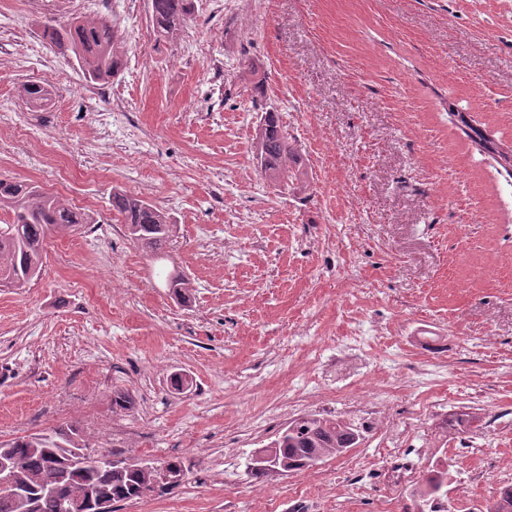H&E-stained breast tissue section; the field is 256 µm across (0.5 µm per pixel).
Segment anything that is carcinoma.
Segmentation results:
<instances>
[{
	"instance_id": "cac0c4a2",
	"label": "carcinoma",
	"mask_w": 512,
	"mask_h": 512,
	"mask_svg": "<svg viewBox=\"0 0 512 512\" xmlns=\"http://www.w3.org/2000/svg\"><path fill=\"white\" fill-rule=\"evenodd\" d=\"M193 0H151L152 20L157 32L174 38L190 19ZM42 39L63 56L73 57L86 81L107 82L123 66L121 37L115 25L106 19H71L65 25H47ZM21 96L34 107H44L52 99L48 84H25ZM470 139L480 151L495 156L497 143L477 128H470ZM253 149L262 175L278 189L304 192L309 174L294 140L280 123L275 110L265 112L256 127ZM112 207L124 220L125 230L143 251L161 263L168 260L166 247L172 241L171 215L138 195L115 190ZM0 210L10 215L0 224V277L7 287L23 288L37 277L43 266L49 233H76L93 217L69 207L54 194L40 191L30 183L0 179ZM166 288L176 299L189 298L191 282L184 276H165ZM358 427L350 421L310 414L288 424L278 438L263 447L278 467L289 472L313 467L311 459L338 456L353 447ZM88 449L81 430L75 426L50 433L33 434L0 442L17 463L19 481L38 502V512H63L65 505H77L75 512H92L90 501L105 493L114 502L137 501L152 489L155 472L135 467L80 466L75 450ZM448 471L432 469L411 490L419 509L448 497L443 491ZM487 512H512V489L499 492Z\"/></svg>"
}]
</instances>
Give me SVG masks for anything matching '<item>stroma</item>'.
Returning a JSON list of instances; mask_svg holds the SVG:
<instances>
[{"label":"stroma","mask_w":512,"mask_h":512,"mask_svg":"<svg viewBox=\"0 0 512 512\" xmlns=\"http://www.w3.org/2000/svg\"><path fill=\"white\" fill-rule=\"evenodd\" d=\"M75 16L118 28L108 82L43 42ZM252 63L265 90L244 78ZM28 81L51 85L48 106L19 98ZM452 106L512 142V0H195L173 40L150 0H8L0 176L95 222L52 234L38 279L0 290V441L73 425L95 452L182 461L170 494L113 512H407L392 463L417 478L446 465L454 512H484L479 475L512 484V185ZM272 108L305 195L253 158ZM116 189L177 222L189 301L127 237ZM382 385L395 397L345 453L248 474L290 421H358ZM116 390L130 410L113 412ZM462 413L470 429L437 436Z\"/></svg>","instance_id":"stroma-1"}]
</instances>
